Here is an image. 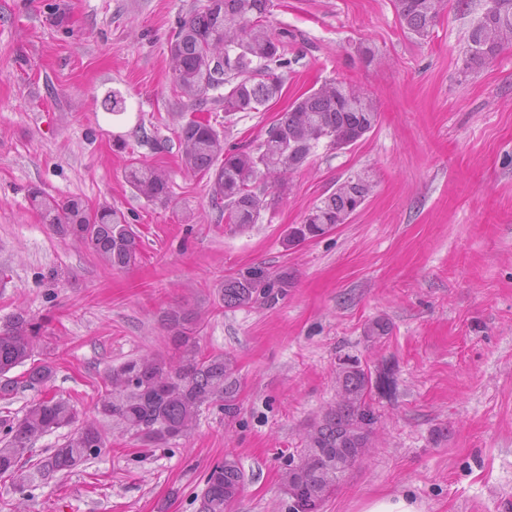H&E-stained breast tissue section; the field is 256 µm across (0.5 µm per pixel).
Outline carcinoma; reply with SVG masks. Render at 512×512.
I'll list each match as a JSON object with an SVG mask.
<instances>
[{
  "label": "carcinoma",
  "instance_id": "1",
  "mask_svg": "<svg viewBox=\"0 0 512 512\" xmlns=\"http://www.w3.org/2000/svg\"><path fill=\"white\" fill-rule=\"evenodd\" d=\"M496 2L498 7L469 32L466 70L496 59L512 45V0ZM272 7L273 0H206L168 40L174 86L200 106L211 102L222 107L226 117L265 110L281 94L283 69L289 65L284 35L267 24ZM446 8L447 0H395L401 26L420 39L431 34ZM378 118L368 94L332 79L298 97L263 137L240 148L225 149L224 138L209 121L190 119L179 133L182 162L187 170L209 177L210 201L224 215V223L244 230L258 223L267 207L258 182L281 181L302 167L322 142L336 150L355 144L375 128ZM126 179L150 202L167 197L166 173L145 161L131 162ZM370 192V183L360 175L343 181L303 223L291 228L287 242L321 237L346 223ZM29 200L42 223L87 245L109 266L126 268L140 258L138 235L111 205L92 208L79 198L59 201L39 189L30 191ZM293 284L288 272L255 267L224 281L222 301L227 309L272 307ZM164 321L174 353H145L112 367L108 388L97 402L99 418L81 422L70 399L44 395L22 416L1 419L0 476L24 488L30 475L21 462L33 444L78 421L81 426L40 461V474L70 471L100 454L106 447L105 422L133 433L147 447H159L189 434L205 408L218 406L233 416L240 389L234 359L201 352L190 328L191 311L172 308ZM41 330V324L22 315L0 327V399H10L21 386L39 393L54 379V362L35 359ZM18 367L24 368L22 376H10ZM373 388L371 372L359 359L341 360L336 404L309 425L300 450L302 465L287 468L282 477L292 512H321L347 466L370 448L377 423ZM244 481L236 459L226 456L214 464L205 476L201 512H231Z\"/></svg>",
  "mask_w": 512,
  "mask_h": 512
}]
</instances>
